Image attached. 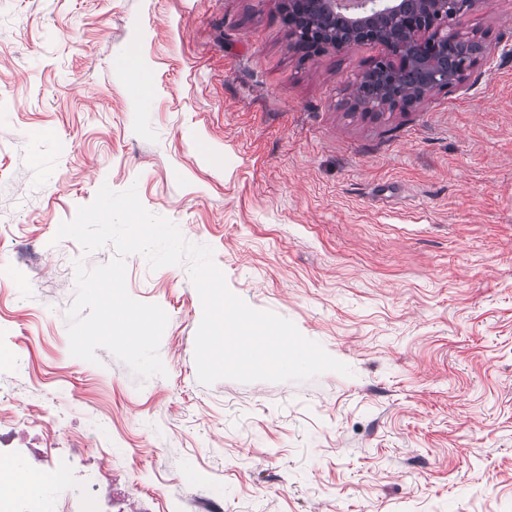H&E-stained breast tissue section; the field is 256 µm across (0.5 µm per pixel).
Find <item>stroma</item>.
<instances>
[{
	"label": "stroma",
	"mask_w": 512,
	"mask_h": 512,
	"mask_svg": "<svg viewBox=\"0 0 512 512\" xmlns=\"http://www.w3.org/2000/svg\"><path fill=\"white\" fill-rule=\"evenodd\" d=\"M284 0H0V400L58 439L104 422L125 512H512V0L459 29L495 48L461 84L374 119L377 44L297 51ZM210 247L228 288L351 369L199 382L188 263L126 257L168 315L165 375L72 357L76 264L56 239L101 186Z\"/></svg>",
	"instance_id": "35a3bbf8"
}]
</instances>
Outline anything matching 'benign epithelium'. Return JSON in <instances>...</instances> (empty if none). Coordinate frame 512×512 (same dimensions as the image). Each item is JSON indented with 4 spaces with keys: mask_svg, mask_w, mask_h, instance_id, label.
Wrapping results in <instances>:
<instances>
[{
    "mask_svg": "<svg viewBox=\"0 0 512 512\" xmlns=\"http://www.w3.org/2000/svg\"><path fill=\"white\" fill-rule=\"evenodd\" d=\"M309 3L313 9L333 14L338 3L356 6L366 10L367 16L351 23L358 29V36L342 39L317 28V19L312 9L307 8ZM481 4L483 0H288L287 22L295 43L308 53L341 52L354 43L371 42L385 47L386 55L381 61L394 72L413 78L419 68L428 70L430 82L416 85L422 99L461 79V74L451 72L457 44L463 40L457 25ZM410 44L429 47L439 57L419 62L408 52ZM466 46L465 73L475 69L488 55V49L474 38L466 39Z\"/></svg>",
    "mask_w": 512,
    "mask_h": 512,
    "instance_id": "obj_1",
    "label": "benign epithelium"
}]
</instances>
